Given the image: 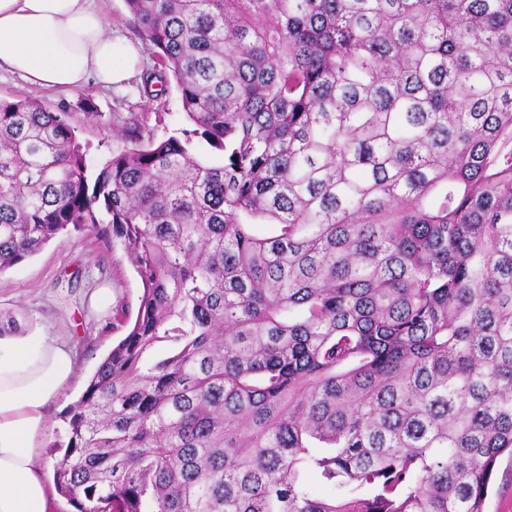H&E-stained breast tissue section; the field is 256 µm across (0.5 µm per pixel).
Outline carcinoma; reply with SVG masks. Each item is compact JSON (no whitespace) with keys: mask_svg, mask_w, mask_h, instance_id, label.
Here are the masks:
<instances>
[{"mask_svg":"<svg viewBox=\"0 0 512 512\" xmlns=\"http://www.w3.org/2000/svg\"><path fill=\"white\" fill-rule=\"evenodd\" d=\"M126 4L183 137L131 129L90 184L61 114L0 100V273L105 224L143 284L65 413L58 490L484 512L512 457V0Z\"/></svg>","mask_w":512,"mask_h":512,"instance_id":"obj_1","label":"carcinoma"}]
</instances>
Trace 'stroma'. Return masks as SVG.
<instances>
[{
    "mask_svg": "<svg viewBox=\"0 0 512 512\" xmlns=\"http://www.w3.org/2000/svg\"><path fill=\"white\" fill-rule=\"evenodd\" d=\"M111 29L139 44L141 68L153 67L148 45L134 26L125 0H100ZM27 98L43 107L65 113L86 155L87 176L95 178L112 155L131 148L121 132L131 124L163 139L187 128L176 89L162 99L143 96L139 77L120 89L88 82L72 93L26 84L0 70V100ZM112 290V307L100 314L90 310L93 289ZM142 284L121 245L98 230H71L48 242L36 255L0 273V324L23 329L34 324L68 338L76 348L72 380L54 401L40 440V462L46 481H53V464L62 458L68 440L64 414L84 392L88 380L126 329L117 313L135 317Z\"/></svg>",
    "mask_w": 512,
    "mask_h": 512,
    "instance_id": "1",
    "label": "stroma"
}]
</instances>
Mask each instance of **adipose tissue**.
<instances>
[{
    "mask_svg": "<svg viewBox=\"0 0 512 512\" xmlns=\"http://www.w3.org/2000/svg\"><path fill=\"white\" fill-rule=\"evenodd\" d=\"M137 61L135 46L107 33L97 0H0V68L31 84L120 87ZM75 359L70 341L43 328L0 331V512H52L38 439Z\"/></svg>",
    "mask_w": 512,
    "mask_h": 512,
    "instance_id": "obj_1",
    "label": "adipose tissue"
}]
</instances>
